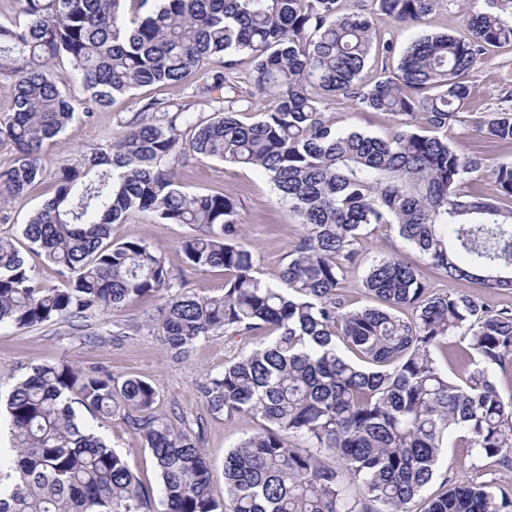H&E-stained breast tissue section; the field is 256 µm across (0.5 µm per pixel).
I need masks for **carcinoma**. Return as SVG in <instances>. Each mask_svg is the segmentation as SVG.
<instances>
[{
  "mask_svg": "<svg viewBox=\"0 0 512 512\" xmlns=\"http://www.w3.org/2000/svg\"><path fill=\"white\" fill-rule=\"evenodd\" d=\"M0 23V78L12 87L0 142V208L43 180L41 153L77 117L91 119L133 89L188 83L213 97L200 119L190 104L151 98L105 149L64 163L53 195L22 230L63 278L49 286L0 237V329L66 323L76 335L95 312L161 298L139 330L178 355L211 336H249L255 348L198 386L207 409L246 415L260 428L224 456V500L200 436L155 412L159 392L140 377L41 364L6 401L15 458L0 512H144L150 491L124 458L78 420L75 406L126 419L159 469L165 512H412L433 481L442 448L474 461L512 463V401L492 371L512 364V310L491 311L459 292L436 293L397 256L371 262L363 287L375 305L348 309L343 277L372 224L399 236L448 279L512 290V163L490 165L438 132L470 104L467 76L487 50L512 46V0H484L465 32L427 34L396 72L367 82L377 33L349 0H19ZM438 0H374L414 23ZM252 57L260 118L238 119L235 55ZM220 63L224 73L211 74ZM213 82H208V75ZM389 112L386 139L338 124L327 100ZM149 115L146 120L143 115ZM512 144V110L475 126ZM262 170L303 233L273 280L253 275L234 199L189 195L175 176L188 156ZM487 172L497 196L465 190ZM133 211L188 225L192 269L222 268L218 295L190 292L142 240L112 237ZM457 339V381L434 351ZM419 512H512V489L450 483Z\"/></svg>",
  "mask_w": 512,
  "mask_h": 512,
  "instance_id": "carcinoma-1",
  "label": "carcinoma"
}]
</instances>
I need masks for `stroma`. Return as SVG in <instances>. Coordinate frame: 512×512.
Here are the masks:
<instances>
[{
    "label": "stroma",
    "instance_id": "35a3bbf8",
    "mask_svg": "<svg viewBox=\"0 0 512 512\" xmlns=\"http://www.w3.org/2000/svg\"><path fill=\"white\" fill-rule=\"evenodd\" d=\"M483 0H439L435 10L416 25L393 22L378 17L377 31L381 41L392 43L393 56L371 55L365 70L366 80L394 73L397 54L416 37L427 33L461 31L468 11L480 9ZM471 107L462 113L461 121L447 131L449 138H463L467 150H483L484 144L474 130L477 120L490 112L512 109V47H504L483 55L471 71ZM163 98L174 104L193 102V110L209 116L211 104L204 98H189L181 86H145L118 98L112 106L96 112L92 121L74 120L60 143L42 154L40 163L44 178L21 202L7 210L8 220L0 221V236L20 237L32 211L50 196L62 159H78L82 151L106 145L140 112L146 99ZM329 109L341 118L345 127L370 135L385 137L397 125L395 117L385 112L354 109L343 97L331 101ZM177 177L191 193H223L234 198L239 206V219L245 227L246 241L254 251L258 277H273L282 265L290 247L301 233V226L288 206L278 202L268 180L252 168L230 166L209 159L190 158ZM187 226L159 221L151 213L133 212L124 223L115 225L116 236L144 240L158 248L167 267L191 291L216 294L224 286V272L214 269L200 272L189 268L180 248ZM357 248L360 260L347 268L341 291L348 307L367 304L362 281L368 263L377 256H399L423 268L432 291H457L476 295L486 308L512 309V290H492L467 281H453L428 268L421 255L410 248L396 229L375 224L363 235ZM156 302L134 304L97 313L89 321L86 335L73 336L67 324L44 325L24 331L0 330V392L8 393L14 383L27 375L32 366L67 360L85 370L102 369L115 376H143L159 391V409L171 418L186 417L191 429L199 433L201 448L215 473L213 493L224 496L222 466L225 452L242 438L258 430L257 421L240 417L225 418L210 413L198 392L199 384L208 374L222 371L225 362L249 352L253 341L248 337H210L198 344L188 355L178 356L159 337L136 332L135 327L146 314L154 312ZM82 423L102 436L119 451L128 468L151 490L150 512H164L160 502V478L155 461L147 449L138 445L126 421L118 416L103 417L80 411ZM460 449L442 451V473L459 479L491 481L512 488V465L491 464L478 469L458 466Z\"/></svg>",
    "mask_w": 512,
    "mask_h": 512
}]
</instances>
